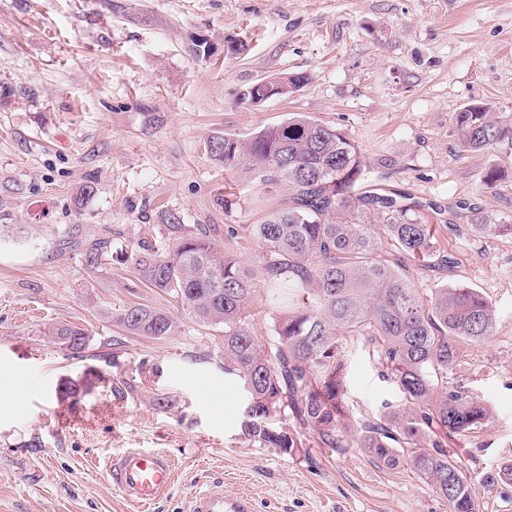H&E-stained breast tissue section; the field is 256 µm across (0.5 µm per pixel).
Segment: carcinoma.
I'll return each mask as SVG.
<instances>
[{
    "instance_id": "cac0c4a2",
    "label": "carcinoma",
    "mask_w": 512,
    "mask_h": 512,
    "mask_svg": "<svg viewBox=\"0 0 512 512\" xmlns=\"http://www.w3.org/2000/svg\"><path fill=\"white\" fill-rule=\"evenodd\" d=\"M458 148L482 151L512 143V118L469 105L456 115ZM211 159L226 172L255 175L284 188L288 206L257 224L228 230L261 249L251 267L229 248L219 251L202 224L181 223L170 211L159 230L148 226L122 252L135 282L172 298L201 322L224 329V372L242 381L247 396L245 434L262 448L292 454L310 432L327 448H345L342 356L347 339L373 347L402 391L405 404L357 429L356 445L387 468L409 466L446 502L449 512H478L467 464L450 454L448 438L480 429L488 405L448 384L465 344L492 335L493 305L467 286L429 288L410 284L403 260L435 262L450 269L458 260L434 234V225L412 215L383 187L363 186L366 163L339 129L306 117L259 130L208 140ZM374 212L381 224H360ZM112 241L94 242L87 262L99 263ZM262 290L276 311L273 335L262 342L251 330V303ZM128 332L148 338L172 333L167 310L135 303L115 315ZM46 335L74 354L87 332L54 324ZM486 485H511L512 463L484 474Z\"/></svg>"
}]
</instances>
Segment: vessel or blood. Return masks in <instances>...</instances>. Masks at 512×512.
I'll return each mask as SVG.
<instances>
[{
	"label": "vessel or blood",
	"mask_w": 512,
	"mask_h": 512,
	"mask_svg": "<svg viewBox=\"0 0 512 512\" xmlns=\"http://www.w3.org/2000/svg\"><path fill=\"white\" fill-rule=\"evenodd\" d=\"M112 486L140 507H149L175 478V465L166 455L130 449L113 457L108 465ZM191 512H252L247 499L228 497L214 486L197 494Z\"/></svg>",
	"instance_id": "1"
}]
</instances>
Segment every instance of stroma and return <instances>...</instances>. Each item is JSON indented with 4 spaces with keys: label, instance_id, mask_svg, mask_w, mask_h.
<instances>
[{
    "label": "stroma",
    "instance_id": "obj_1",
    "mask_svg": "<svg viewBox=\"0 0 512 512\" xmlns=\"http://www.w3.org/2000/svg\"><path fill=\"white\" fill-rule=\"evenodd\" d=\"M200 36L212 55L189 54ZM228 38L244 52L226 55ZM288 73L307 84L241 101ZM481 102L512 117V0H0V512H139L106 476L131 448L175 461L148 512H190L214 485L253 512H448L409 467L365 449L250 441L222 329L129 290L112 258L86 261V239L132 245L165 209L211 225L220 246L258 223L285 190L226 173L206 143L297 114L342 130L370 183L415 201L457 257L452 270L407 264L412 285L464 284L495 307L492 336L448 371L492 416L448 446L476 472L512 463V235L472 230L512 224V145L457 147V112ZM136 302L170 310L174 332L125 330L114 315ZM59 323L87 331L82 356L45 336ZM342 374L350 428L404 401L362 339Z\"/></svg>",
    "mask_w": 512,
    "mask_h": 512
}]
</instances>
